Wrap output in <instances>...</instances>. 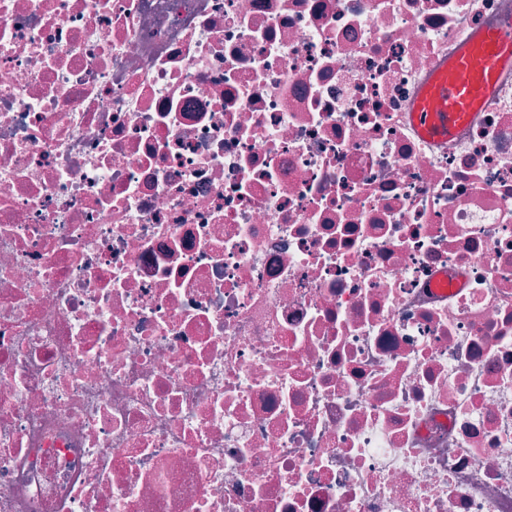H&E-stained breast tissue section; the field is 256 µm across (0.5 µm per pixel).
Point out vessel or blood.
<instances>
[{"label":"vessel or blood","mask_w":512,"mask_h":512,"mask_svg":"<svg viewBox=\"0 0 512 512\" xmlns=\"http://www.w3.org/2000/svg\"><path fill=\"white\" fill-rule=\"evenodd\" d=\"M512 66V27L484 32L448 62V73L434 81L417 104L416 122L432 137L448 138L459 123L477 111L495 88L499 71Z\"/></svg>","instance_id":"vessel-or-blood-1"}]
</instances>
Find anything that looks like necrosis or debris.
I'll return each instance as SVG.
<instances>
[{
    "instance_id": "1",
    "label": "necrosis or debris",
    "mask_w": 512,
    "mask_h": 512,
    "mask_svg": "<svg viewBox=\"0 0 512 512\" xmlns=\"http://www.w3.org/2000/svg\"><path fill=\"white\" fill-rule=\"evenodd\" d=\"M512 0H0V512H512ZM512 66V27L484 32L448 62V75L434 81L417 104L416 122L434 138H448L468 112L495 88L497 74Z\"/></svg>"
}]
</instances>
